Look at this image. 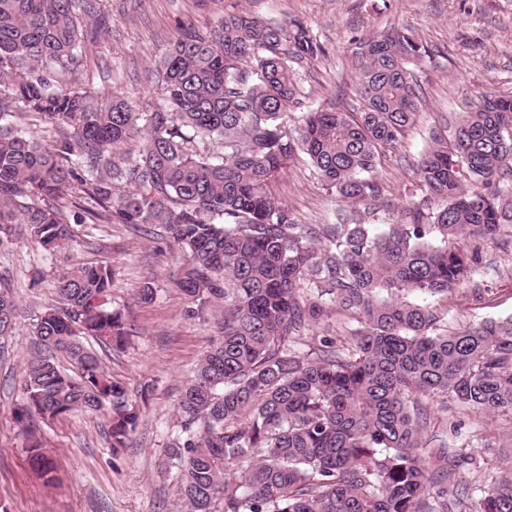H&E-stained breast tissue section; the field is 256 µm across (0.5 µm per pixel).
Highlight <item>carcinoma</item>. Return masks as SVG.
<instances>
[{"instance_id": "carcinoma-1", "label": "carcinoma", "mask_w": 512, "mask_h": 512, "mask_svg": "<svg viewBox=\"0 0 512 512\" xmlns=\"http://www.w3.org/2000/svg\"><path fill=\"white\" fill-rule=\"evenodd\" d=\"M110 27L96 0H0V244L17 224L50 254L88 218L166 226L181 291L216 333L163 450L183 512H512V474L473 490L462 475L475 456H427L435 411L423 402L512 416V317L441 329L406 299L469 282L480 245L512 221V94L483 97L448 139H431L415 168L426 194L397 222L303 224L272 196L275 178L302 153L342 201L381 197V157L419 120L416 69L432 48L407 28L356 36L359 104L293 112L303 105L293 64L325 48L298 19L230 10L206 30L179 28L161 57V103L141 112L115 97L102 111L57 84ZM12 99L71 133L50 146L25 136ZM76 186L70 224L53 201ZM112 278L108 265L55 275L59 301L33 326L19 423L102 411L114 449L135 432L124 385L83 342L127 343ZM333 313L344 334L316 335ZM17 315L1 272L0 336ZM28 451L55 485L40 441Z\"/></svg>"}]
</instances>
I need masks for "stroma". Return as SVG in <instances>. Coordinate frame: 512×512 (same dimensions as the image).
I'll use <instances>...</instances> for the list:
<instances>
[{"instance_id":"stroma-1","label":"stroma","mask_w":512,"mask_h":512,"mask_svg":"<svg viewBox=\"0 0 512 512\" xmlns=\"http://www.w3.org/2000/svg\"><path fill=\"white\" fill-rule=\"evenodd\" d=\"M111 31L99 34L64 89L88 91L99 105L121 97L141 107L160 101V58L179 24H205L235 8L280 22L298 17L326 49L300 63L303 102L337 107L356 104L352 37L403 26L434 50L417 72L426 103L401 145L382 160L384 191L374 207L345 203L325 190L305 156H297L276 179L272 194L305 224H333L338 216L370 224L396 221L401 208L419 203L424 187L414 166L431 136L448 138L463 113L484 94L512 93V0H102ZM78 244L49 255L17 232L0 245V271L11 275L19 301L16 327L0 337V512H178L177 482L159 471L169 442V424L182 388L191 381L212 335L209 323L192 317L176 274L181 258L170 252L161 226L149 231L131 224L89 220L72 227ZM111 265L112 304L130 324L125 347L98 348L112 378L121 382L140 419L125 448L112 451L96 413H75L39 425L37 435L61 478L46 486L30 465L28 437L14 418L22 401L23 368L31 355L32 327L55 304L54 275L62 268ZM152 302L139 298L144 283ZM476 291L435 298L419 295L445 326L459 329L488 318L512 316V224L497 242L482 248ZM512 431V423L456 408L439 420L437 443L475 455L485 441Z\"/></svg>"}]
</instances>
